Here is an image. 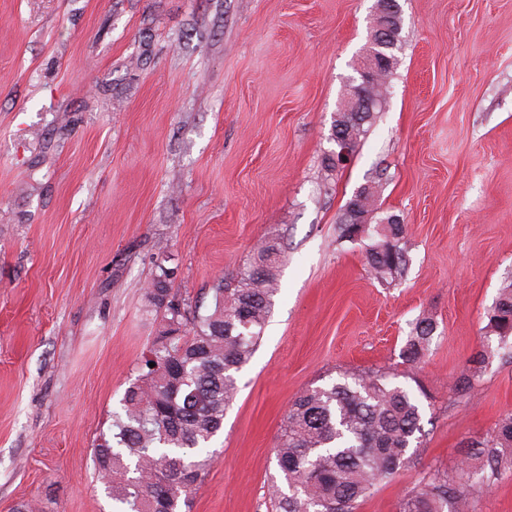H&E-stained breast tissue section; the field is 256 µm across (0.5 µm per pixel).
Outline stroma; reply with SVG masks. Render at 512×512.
<instances>
[{
    "instance_id": "1",
    "label": "stroma",
    "mask_w": 512,
    "mask_h": 512,
    "mask_svg": "<svg viewBox=\"0 0 512 512\" xmlns=\"http://www.w3.org/2000/svg\"><path fill=\"white\" fill-rule=\"evenodd\" d=\"M398 3L388 103L333 168L376 0H0V512H112L93 448L161 322L157 264L192 310L271 235L281 289L190 512H268L290 404L347 373L422 394L410 465L356 512L455 476L512 411V357L485 329L512 274V0ZM370 180L408 241L391 286L337 232ZM469 500L512 512V472ZM436 325L425 316H418L411 324L409 335L402 349V357L411 366H419L425 362L429 354Z\"/></svg>"
}]
</instances>
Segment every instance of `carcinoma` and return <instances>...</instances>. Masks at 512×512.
I'll return each mask as SVG.
<instances>
[{"mask_svg":"<svg viewBox=\"0 0 512 512\" xmlns=\"http://www.w3.org/2000/svg\"><path fill=\"white\" fill-rule=\"evenodd\" d=\"M338 225L339 239L362 247L369 272L380 282L401 279L408 267L402 224ZM281 251L275 238L256 248L234 287L220 281L204 311L185 314L161 267L147 288V306L163 312L157 334L127 387L119 410L93 449L113 512H189L211 456H201L224 427L237 391V373L251 360L279 291ZM487 329L512 357V276L488 310ZM436 325L425 316L411 324L402 357L419 366L429 354ZM155 363L149 367V363ZM422 434L419 400L385 372L352 374L308 388L295 398L274 448L281 482L271 484L275 512H355L375 486L405 468ZM453 483L423 478L400 512H468L464 487H488L512 465V412L470 443Z\"/></svg>","mask_w":512,"mask_h":512,"instance_id":"obj_1","label":"carcinoma"}]
</instances>
